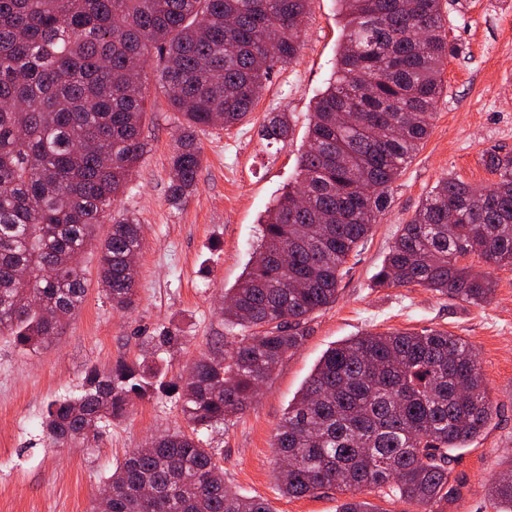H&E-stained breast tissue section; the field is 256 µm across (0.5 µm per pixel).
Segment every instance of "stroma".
I'll return each mask as SVG.
<instances>
[{
	"label": "stroma",
	"mask_w": 512,
	"mask_h": 512,
	"mask_svg": "<svg viewBox=\"0 0 512 512\" xmlns=\"http://www.w3.org/2000/svg\"><path fill=\"white\" fill-rule=\"evenodd\" d=\"M442 12L457 52L444 66L430 133L393 183L379 224L350 258L335 304L312 316L304 343L283 358L244 412L199 433L223 465L226 485L265 500L271 512H338L343 503L344 494L333 490L283 494L272 444L323 353L365 332L434 327L474 349L498 414L469 447L454 451L461 495L443 512H495L488 487L512 463V266L491 268L496 289L480 305L418 286L373 285L400 224L411 220L438 180L492 185L496 177L484 156L512 152V0H442ZM343 25L336 0H312L298 61L267 83L249 122L199 132L204 159L197 190L178 208L168 201L178 115L167 105L156 61L145 63L148 148L112 208L116 215L136 213L143 227L136 303L115 311L93 286L64 335L27 352L0 336V512H92L104 481L133 449L158 432L186 429L174 394L133 401L92 448L55 447L40 422L52 400L79 392L90 367L141 361L160 332L184 338L181 347L153 357L172 381L201 355L242 336V328L224 318L222 295L241 278L266 209L296 181L310 113L337 71ZM270 112L291 115L286 141L261 139Z\"/></svg>",
	"instance_id": "obj_1"
}]
</instances>
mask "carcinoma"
Returning a JSON list of instances; mask_svg holds the SVG:
<instances>
[{"mask_svg": "<svg viewBox=\"0 0 512 512\" xmlns=\"http://www.w3.org/2000/svg\"><path fill=\"white\" fill-rule=\"evenodd\" d=\"M312 0H0V335L34 350L63 332L85 299L79 256L96 238L146 153L147 110L134 68L161 62L167 103L182 117L169 157L168 196L194 193L203 164L197 133L242 123L275 68L293 64ZM345 20L335 79L312 111L300 181L265 212L261 238L230 289L224 315L252 333L215 348L183 384L146 363L90 368L80 393L56 399L40 427L54 445L92 448L134 398L180 391L192 430L136 448L107 478L109 512H271L224 483L195 436L242 413L310 316L336 302L346 264L388 208L389 188L427 138L458 52L441 0H336ZM271 112L262 139L288 138ZM496 182L480 191L443 178L397 237L374 287L420 286L464 303L488 302L495 282L462 263L512 266V152L485 159ZM142 245L129 214L99 240L98 284L130 310ZM288 253L285 265L271 256ZM29 277L22 279L19 272ZM183 337L152 338L169 351ZM497 415L476 354L444 330L368 332L329 348L288 406L274 438L277 474L293 497L336 490L339 512H382L368 491L436 512L459 493L450 452ZM488 493L512 512V469Z\"/></svg>", "mask_w": 512, "mask_h": 512, "instance_id": "cac0c4a2", "label": "carcinoma"}]
</instances>
